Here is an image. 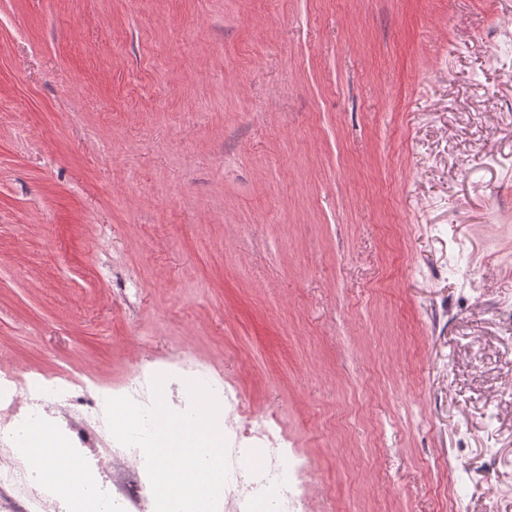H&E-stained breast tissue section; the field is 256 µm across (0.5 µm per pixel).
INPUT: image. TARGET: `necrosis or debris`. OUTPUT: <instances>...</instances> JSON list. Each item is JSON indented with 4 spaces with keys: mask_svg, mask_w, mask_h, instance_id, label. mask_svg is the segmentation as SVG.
I'll use <instances>...</instances> for the list:
<instances>
[{
    "mask_svg": "<svg viewBox=\"0 0 512 512\" xmlns=\"http://www.w3.org/2000/svg\"><path fill=\"white\" fill-rule=\"evenodd\" d=\"M168 374L164 400L173 410L188 409L186 380L207 384L221 411L219 429L227 443L228 475L223 486L234 512H309L308 467L290 457L288 434L273 416L251 411L245 394L226 385L202 358L185 352L158 361L136 363L118 386L103 387L66 373L26 377L0 368V447H11L9 432L32 426L46 447L77 436L82 447L107 440L112 462L125 471L121 492L146 507L154 502L143 452L111 437L105 409L111 397L127 396L141 405L152 401L151 379ZM0 512H61V504L43 485L33 484L21 458L0 457Z\"/></svg>",
    "mask_w": 512,
    "mask_h": 512,
    "instance_id": "obj_1",
    "label": "necrosis or debris"
}]
</instances>
